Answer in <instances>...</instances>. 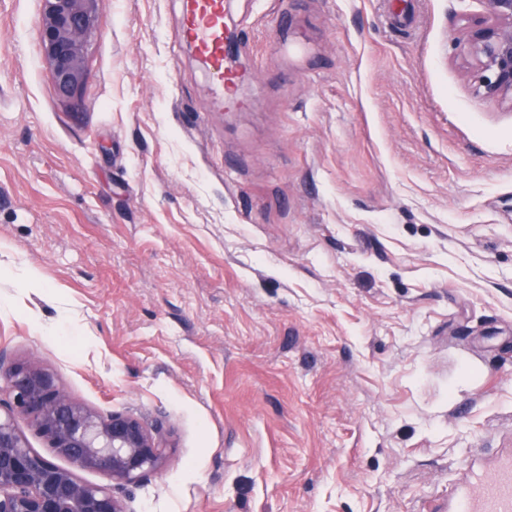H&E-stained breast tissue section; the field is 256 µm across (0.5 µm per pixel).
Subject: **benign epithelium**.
<instances>
[{
  "instance_id": "obj_1",
  "label": "benign epithelium",
  "mask_w": 512,
  "mask_h": 512,
  "mask_svg": "<svg viewBox=\"0 0 512 512\" xmlns=\"http://www.w3.org/2000/svg\"><path fill=\"white\" fill-rule=\"evenodd\" d=\"M97 0H41L39 42L58 94L78 100L86 58L98 30ZM467 54L478 92L512 103V0H475ZM25 417L47 447L70 467L27 445L17 418ZM165 449L158 429L130 412L102 415L74 401L50 372L8 363L0 353V512H128L114 489L158 470ZM100 471L112 487L89 484L80 471Z\"/></svg>"
}]
</instances>
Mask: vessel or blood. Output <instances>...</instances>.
Instances as JSON below:
<instances>
[{"label":"vessel or blood","mask_w":512,"mask_h":512,"mask_svg":"<svg viewBox=\"0 0 512 512\" xmlns=\"http://www.w3.org/2000/svg\"><path fill=\"white\" fill-rule=\"evenodd\" d=\"M179 37L189 45L200 67L214 78V103L241 107L236 91L248 75L236 64L239 32L226 0H182ZM449 512H512V458L491 465H472L455 492Z\"/></svg>","instance_id":"1"}]
</instances>
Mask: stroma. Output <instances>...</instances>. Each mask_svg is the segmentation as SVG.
<instances>
[{
	"instance_id": "35a3bbf8",
	"label": "stroma",
	"mask_w": 512,
	"mask_h": 512,
	"mask_svg": "<svg viewBox=\"0 0 512 512\" xmlns=\"http://www.w3.org/2000/svg\"><path fill=\"white\" fill-rule=\"evenodd\" d=\"M97 9L74 104L40 0H0V352L160 426L130 512H448L474 453L512 456V105L474 91L477 0H237L235 111L177 0Z\"/></svg>"
}]
</instances>
